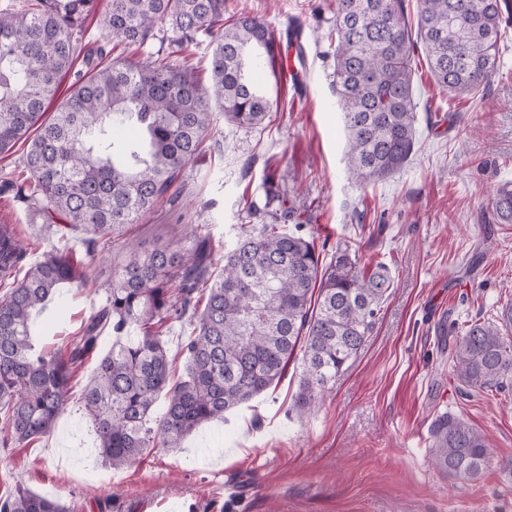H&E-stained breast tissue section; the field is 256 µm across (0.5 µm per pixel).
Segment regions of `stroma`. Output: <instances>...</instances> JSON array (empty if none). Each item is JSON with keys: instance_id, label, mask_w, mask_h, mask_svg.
<instances>
[{"instance_id": "35a3bbf8", "label": "stroma", "mask_w": 512, "mask_h": 512, "mask_svg": "<svg viewBox=\"0 0 512 512\" xmlns=\"http://www.w3.org/2000/svg\"><path fill=\"white\" fill-rule=\"evenodd\" d=\"M265 21L280 44L303 25L306 63L297 81L272 93L279 108L257 127L215 113L213 138L185 169L175 200L157 204L131 228L145 246L184 245L211 234L214 262L254 223L269 185L298 190L323 260L348 248L360 267L381 261L393 278L371 336L297 421L292 405L301 368L203 426L181 449H149L120 470L96 451L81 394L96 368L87 359L66 412L49 436L0 447V497L17 486L60 499L71 512H512V392L462 395L452 375L445 323L494 319L512 304V224L496 223L492 197L512 182V25L499 69L478 96H448L423 52L413 60L415 149L396 175L356 183L347 170L346 131L333 83L336 0H224L225 17ZM0 224L17 228L24 266L56 245L12 195L0 194ZM106 247L89 283L64 284L36 317L39 347L79 335L105 302L113 269ZM447 412L479 428L497 460L475 482L453 480L432 463L431 424Z\"/></svg>"}]
</instances>
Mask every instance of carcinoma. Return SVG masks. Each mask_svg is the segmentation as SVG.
<instances>
[{"instance_id": "obj_1", "label": "carcinoma", "mask_w": 512, "mask_h": 512, "mask_svg": "<svg viewBox=\"0 0 512 512\" xmlns=\"http://www.w3.org/2000/svg\"><path fill=\"white\" fill-rule=\"evenodd\" d=\"M94 0H26L0 10V154L28 143L29 180L17 200L46 228L78 231L84 260L108 242L126 247L105 304L81 335L46 351L30 336L32 313L65 282L86 283L75 256L56 249L19 275L25 249L0 224V446L36 440L66 409L71 381L112 331L84 387V410L97 453L120 470L148 448L173 450L196 428L277 383L294 354L302 378L293 410L310 413L330 382L357 355L393 286L387 265L366 274L349 250L320 261L305 232L303 205L269 188L265 223L251 224L212 269L211 239L192 235L186 249L145 248L129 225L173 197L183 169L213 126L210 103L240 127L261 124L275 101L255 72L275 62L280 43L268 25L241 15L224 22V0H107L99 22L105 43L85 42ZM500 0H418L409 25L403 0H336L334 82L348 134L347 163L360 180L388 178L412 155L417 121L414 48L421 47L436 85L450 95L485 89L498 70ZM159 42L144 61L112 52ZM210 48L209 84L172 59ZM70 93L45 117L61 77ZM497 223L512 224V182L492 200ZM192 331L185 377L170 383L162 340L175 322ZM138 334L128 335L130 328ZM512 305L493 320L456 325L450 352L458 385L478 393L512 389ZM164 411L151 426L159 397ZM435 465L450 478L479 480L493 449L484 433L446 412L431 428ZM0 512H67L54 498L17 491Z\"/></svg>"}]
</instances>
